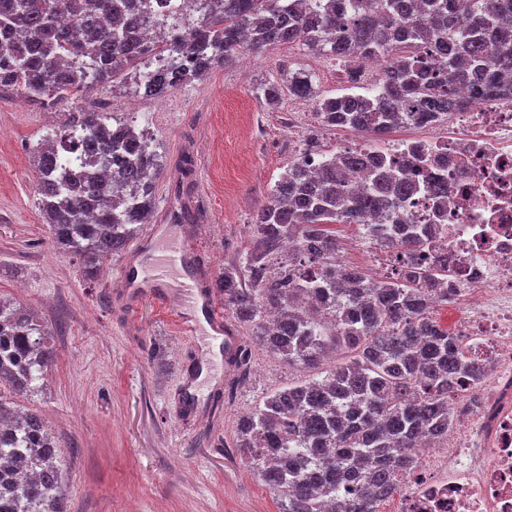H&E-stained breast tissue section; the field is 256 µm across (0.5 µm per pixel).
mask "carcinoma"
Here are the masks:
<instances>
[{
    "label": "carcinoma",
    "mask_w": 512,
    "mask_h": 512,
    "mask_svg": "<svg viewBox=\"0 0 512 512\" xmlns=\"http://www.w3.org/2000/svg\"><path fill=\"white\" fill-rule=\"evenodd\" d=\"M195 25L157 21L159 40L133 0H0V91L55 109L138 71L154 96L238 55L274 46L329 48L349 75L383 59L376 88L318 101L331 127L383 137L404 123H431L512 86V0H196ZM308 99L310 77L262 84ZM38 207L61 252L86 279L124 250L155 210L161 170L152 141L110 112L82 109L37 148ZM366 173L350 188L346 172ZM423 190L439 202L448 182L423 157L388 161L379 149L344 151L315 169L296 161L249 225L252 247L224 268L216 288L250 339L310 372L276 390L237 422L260 481L282 512H376L396 490L413 449L448 435V397L481 371L433 316L448 302V249L422 258L430 227L396 234L394 210ZM335 224H357L391 252V272L371 279L338 259ZM290 240L298 247L282 257ZM52 333L23 306L0 300V386L35 393L52 358ZM342 360L320 370L326 355ZM59 444L45 420L0 399V512H64Z\"/></svg>",
    "instance_id": "obj_1"
}]
</instances>
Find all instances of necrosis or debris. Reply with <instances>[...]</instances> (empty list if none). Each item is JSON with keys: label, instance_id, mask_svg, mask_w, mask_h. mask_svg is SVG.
<instances>
[{"label": "necrosis or debris", "instance_id": "4bbe7bcc", "mask_svg": "<svg viewBox=\"0 0 512 512\" xmlns=\"http://www.w3.org/2000/svg\"><path fill=\"white\" fill-rule=\"evenodd\" d=\"M395 159H431L448 203L419 193L395 220L428 224L455 270L448 332L484 370L450 406L448 435L415 451L392 512H512V92L449 113L445 126L388 144Z\"/></svg>", "mask_w": 512, "mask_h": 512}]
</instances>
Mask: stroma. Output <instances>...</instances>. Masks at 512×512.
<instances>
[{
	"instance_id": "1",
	"label": "stroma",
	"mask_w": 512,
	"mask_h": 512,
	"mask_svg": "<svg viewBox=\"0 0 512 512\" xmlns=\"http://www.w3.org/2000/svg\"><path fill=\"white\" fill-rule=\"evenodd\" d=\"M286 69L312 74L315 99L286 95L266 107L254 88L279 82ZM351 90L330 56L292 45L271 48L250 72L236 61L154 97L143 95L130 70L112 87L50 112L20 91L0 93V299L35 312L52 332L54 350L41 391L6 389L0 398L40 414L52 429L62 450L65 512H281L280 497L235 448V425L302 374L253 347L251 373L224 402L220 431L210 433L206 414L214 394L236 379L234 367L219 369L197 414L183 418L181 379L197 370L207 330L182 328V289H171L158 304L133 301L118 288L116 268L140 259L146 233L90 281L74 257L53 247L37 204L36 145L76 107L148 124L162 163L151 226L175 239L189 230L174 223L172 212L179 206L181 160L191 156L193 192L205 199L191 229L192 256L216 278L248 250L257 209L308 140L328 156L354 146L349 131L321 126L315 115L316 98ZM335 231L340 261L379 277L383 253L364 229L339 224Z\"/></svg>"
}]
</instances>
